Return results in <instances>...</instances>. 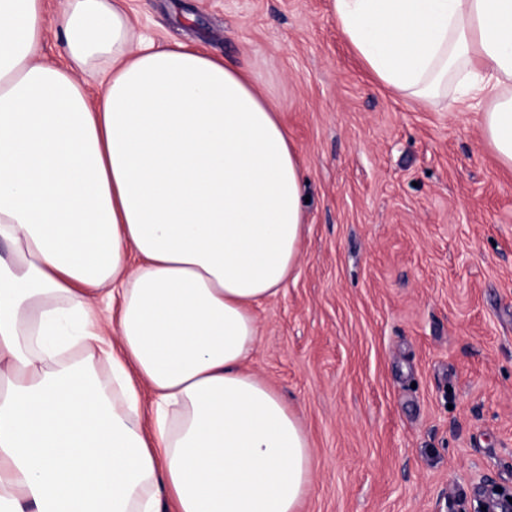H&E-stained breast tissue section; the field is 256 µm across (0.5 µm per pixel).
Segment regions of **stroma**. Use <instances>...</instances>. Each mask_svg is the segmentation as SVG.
<instances>
[{
  "instance_id": "stroma-1",
  "label": "stroma",
  "mask_w": 512,
  "mask_h": 512,
  "mask_svg": "<svg viewBox=\"0 0 512 512\" xmlns=\"http://www.w3.org/2000/svg\"><path fill=\"white\" fill-rule=\"evenodd\" d=\"M137 32L249 63L304 163L295 273L248 367L314 457L299 512L512 494V170L458 88L378 85L329 0H135Z\"/></svg>"
}]
</instances>
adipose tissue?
Listing matches in <instances>:
<instances>
[{
  "label": "adipose tissue",
  "instance_id": "1",
  "mask_svg": "<svg viewBox=\"0 0 512 512\" xmlns=\"http://www.w3.org/2000/svg\"><path fill=\"white\" fill-rule=\"evenodd\" d=\"M125 2L0 0V512H298L308 435L246 364L300 261V156L247 66ZM332 10L387 89L482 97L512 167V0Z\"/></svg>",
  "mask_w": 512,
  "mask_h": 512
}]
</instances>
